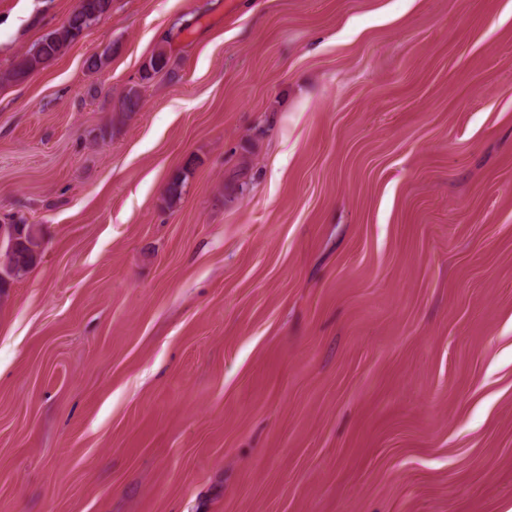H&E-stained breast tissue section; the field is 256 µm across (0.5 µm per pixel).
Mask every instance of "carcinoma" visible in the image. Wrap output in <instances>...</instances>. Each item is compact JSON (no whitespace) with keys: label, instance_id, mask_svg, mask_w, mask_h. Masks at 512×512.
<instances>
[{"label":"carcinoma","instance_id":"cac0c4a2","mask_svg":"<svg viewBox=\"0 0 512 512\" xmlns=\"http://www.w3.org/2000/svg\"><path fill=\"white\" fill-rule=\"evenodd\" d=\"M112 7V0H82L80 12L72 15L69 23L63 25L42 38L28 51L17 57L5 79L11 82L23 81L31 71L58 56L63 49L73 43L77 36L88 26L92 18L107 13ZM169 65V57L164 48L155 50L144 66L142 79L165 70ZM143 98L141 91L135 87L122 94L114 105L120 117H126L141 110ZM192 162L176 170L166 185L167 201L176 203L182 196ZM15 242L6 245L3 262L0 263V291L10 287L11 282L26 274L39 260L40 231L32 224L14 225Z\"/></svg>","mask_w":512,"mask_h":512}]
</instances>
